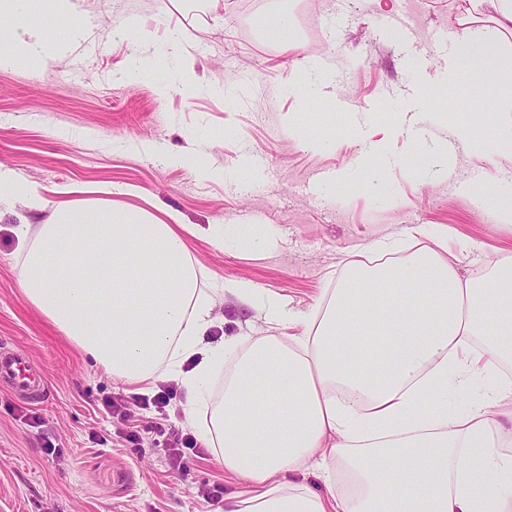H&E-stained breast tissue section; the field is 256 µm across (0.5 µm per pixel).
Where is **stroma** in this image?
<instances>
[{
    "label": "stroma",
    "instance_id": "1",
    "mask_svg": "<svg viewBox=\"0 0 512 512\" xmlns=\"http://www.w3.org/2000/svg\"><path fill=\"white\" fill-rule=\"evenodd\" d=\"M277 0H79L83 37L39 68H0V164L40 185L49 205L96 185L117 203L168 211L186 225L229 224L223 245L185 236L207 275L249 283L297 316L314 311L346 261L414 224H444L439 253L460 274L487 277L512 229L458 187L512 189V154L488 157L465 91L438 92L453 66L456 0H291L296 44L261 36ZM148 29L119 35L126 21ZM157 61L169 85L119 75ZM385 130L384 168L359 167L362 131ZM448 139V166L410 161L412 143ZM200 154L197 166L174 156ZM45 212L0 200V345L19 349L51 383L34 403L0 384V512H224L243 488L211 450L173 469L162 444L129 442L134 427L187 430L175 391L165 411L113 418L108 399L134 386L107 374L24 298L18 224ZM214 336H283L260 304L217 295ZM63 450L56 459L45 449ZM222 487L221 497L209 489Z\"/></svg>",
    "mask_w": 512,
    "mask_h": 512
}]
</instances>
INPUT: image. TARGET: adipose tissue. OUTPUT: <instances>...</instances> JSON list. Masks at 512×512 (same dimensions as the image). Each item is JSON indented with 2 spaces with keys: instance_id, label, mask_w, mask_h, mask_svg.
Instances as JSON below:
<instances>
[{
  "instance_id": "obj_1",
  "label": "adipose tissue",
  "mask_w": 512,
  "mask_h": 512,
  "mask_svg": "<svg viewBox=\"0 0 512 512\" xmlns=\"http://www.w3.org/2000/svg\"><path fill=\"white\" fill-rule=\"evenodd\" d=\"M458 3L451 77L476 101L494 87L512 112V0ZM76 11L75 0H0V65L51 59L63 42L43 13ZM78 192L46 223L16 228L23 295L113 377L179 383L185 419L247 487L224 512H512V252L475 281L427 244L392 262L399 248L381 240L377 262L347 263L301 335L215 344V296L183 236L220 242L230 225L186 230ZM477 379L488 387L458 412L453 394Z\"/></svg>"
}]
</instances>
